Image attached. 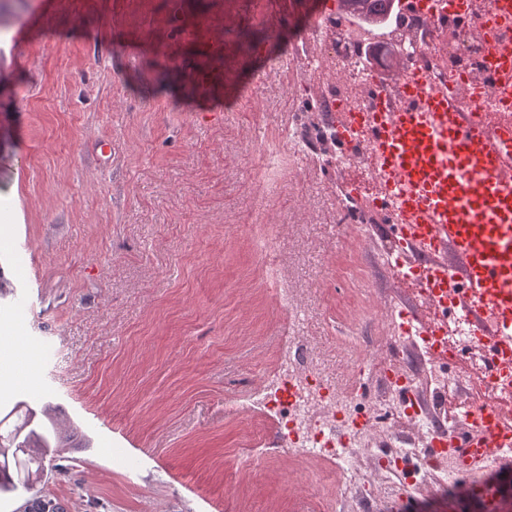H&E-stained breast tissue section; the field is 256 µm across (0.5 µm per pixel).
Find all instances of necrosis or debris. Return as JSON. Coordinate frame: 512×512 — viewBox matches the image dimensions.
I'll list each match as a JSON object with an SVG mask.
<instances>
[{
    "mask_svg": "<svg viewBox=\"0 0 512 512\" xmlns=\"http://www.w3.org/2000/svg\"><path fill=\"white\" fill-rule=\"evenodd\" d=\"M512 42V23L501 22L489 38L473 39L464 35L459 22L450 18L432 20L417 8L402 11L399 18L383 28H367L350 15L334 17L326 29V49L309 64L318 86L317 109L325 122L320 140L336 141V116L343 112H371L375 109L374 88L383 81L381 70L362 62L366 46L381 43L390 48L416 44L414 65L430 71L438 80H464L478 88L487 106L489 126H498L512 118L503 100V88L489 75L482 60L494 44ZM336 169L347 188L353 189L362 207L358 223L382 217L380 186L373 179L376 156L366 130H357L353 144L336 158ZM440 346H433L418 321L397 315L389 320L385 359L370 358L360 352L358 359L370 362L369 375L375 381L371 397H364L356 387L337 390L322 372L317 356L297 339L286 343L273 375L250 394L248 404L275 423L273 444L280 453L303 451L331 465L337 486H348L356 512L370 504L372 489L362 473L363 462H370L379 475L394 485L418 488L432 482L454 481V463L450 458L428 457V443L447 438L455 429L445 410L437 402L417 395L413 403L401 402L398 391L415 390L426 382L432 394L450 390L468 395L472 382H490L498 398L512 403V365L504 367L497 378L485 377V356L469 318L448 312ZM465 349L468 374L450 376L442 366L439 349ZM394 410L404 420L403 428L391 431L378 444H371L365 428L358 421L365 410Z\"/></svg>",
    "mask_w": 512,
    "mask_h": 512,
    "instance_id": "1",
    "label": "necrosis or debris"
}]
</instances>
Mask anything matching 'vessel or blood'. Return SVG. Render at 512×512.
Segmentation results:
<instances>
[{"label": "vessel or blood", "mask_w": 512, "mask_h": 512, "mask_svg": "<svg viewBox=\"0 0 512 512\" xmlns=\"http://www.w3.org/2000/svg\"><path fill=\"white\" fill-rule=\"evenodd\" d=\"M454 18L482 36L502 16H512V0H490L485 13L472 16L469 0H443ZM192 36L201 61L191 74L200 99L230 87L222 60L224 40L204 24ZM394 95L377 93L375 112L348 113L337 129L351 141L361 123L380 161L385 180L387 231L400 243L419 249H449L459 267L429 266L422 280L431 302L453 301L471 317L486 359L496 372L512 341L500 337L512 321V126L488 130L483 99L461 82L441 87L428 72L406 62L394 68ZM512 445V423L495 401L471 403L463 423L448 439L457 465L459 492H469L477 469L496 463L494 449Z\"/></svg>", "instance_id": "1"}]
</instances>
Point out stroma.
<instances>
[{
  "instance_id": "35a3bbf8",
  "label": "stroma",
  "mask_w": 512,
  "mask_h": 512,
  "mask_svg": "<svg viewBox=\"0 0 512 512\" xmlns=\"http://www.w3.org/2000/svg\"><path fill=\"white\" fill-rule=\"evenodd\" d=\"M0 0V418L38 394L68 447L39 487L67 512H344L326 465L232 417L302 336L343 380L380 335L364 303L418 309L380 224H336L300 64L324 0ZM224 40L239 94L192 90L191 30ZM272 240L276 266L256 237ZM54 340L56 353L39 348ZM373 512H484L455 487L381 494Z\"/></svg>"
}]
</instances>
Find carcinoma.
I'll use <instances>...</instances> for the list:
<instances>
[{
	"instance_id": "carcinoma-1",
	"label": "carcinoma",
	"mask_w": 512,
	"mask_h": 512,
	"mask_svg": "<svg viewBox=\"0 0 512 512\" xmlns=\"http://www.w3.org/2000/svg\"><path fill=\"white\" fill-rule=\"evenodd\" d=\"M341 8L356 14L360 19L381 24L386 21L393 0H340ZM30 411L17 416L9 429L1 427L0 419V495L23 487L35 489L44 470V457L58 439V430L52 417L40 424H33ZM23 512H64L63 506L46 497L35 496L28 500Z\"/></svg>"
}]
</instances>
